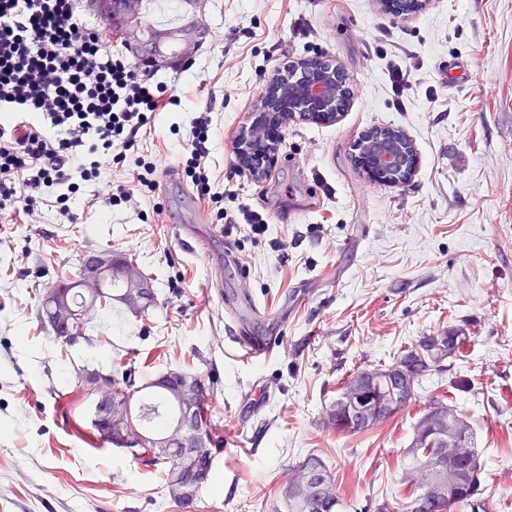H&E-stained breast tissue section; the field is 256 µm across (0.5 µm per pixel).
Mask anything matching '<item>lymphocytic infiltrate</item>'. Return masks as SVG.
<instances>
[{"mask_svg": "<svg viewBox=\"0 0 512 512\" xmlns=\"http://www.w3.org/2000/svg\"><path fill=\"white\" fill-rule=\"evenodd\" d=\"M180 104L174 84L113 51L108 25L88 23L78 0H0V224L15 207L32 215L49 201L60 219L75 221L70 201L84 182L107 187L112 202L156 192L173 169L155 156L137 158L134 188L112 184L109 174L157 113ZM212 137L207 113L193 117L173 171L220 224Z\"/></svg>", "mask_w": 512, "mask_h": 512, "instance_id": "lymphocytic-infiltrate-1", "label": "lymphocytic infiltrate"}]
</instances>
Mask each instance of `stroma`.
<instances>
[{
	"label": "stroma",
	"instance_id": "stroma-1",
	"mask_svg": "<svg viewBox=\"0 0 512 512\" xmlns=\"http://www.w3.org/2000/svg\"><path fill=\"white\" fill-rule=\"evenodd\" d=\"M199 14L219 43L204 42L179 82L182 110L158 114L112 178L131 184L150 153L177 165L193 113L208 109L224 210H264L268 230L212 223L171 174L138 205L95 199L74 224L45 205L0 231V512H176L161 470L94 436L84 376L127 358L145 377L181 370L214 384L224 451L196 512H270L287 466L310 454L335 474L346 512L403 502L401 456L437 394L473 430L491 512H512V0H429L406 17L379 0H202ZM315 57L342 65L349 105L331 124L285 122L276 165L254 179L238 136L279 68ZM396 66L412 72L400 96ZM383 127L413 141L408 183L370 180L354 164L355 141ZM186 224L206 229L207 252L184 246ZM111 251L154 276L160 309L110 313L90 341L59 345L37 318L40 297L84 253ZM245 295L265 314L243 324L280 339L265 362L228 337L225 301ZM449 330L467 341L417 401L355 435L323 427L354 369Z\"/></svg>",
	"mask_w": 512,
	"mask_h": 512
}]
</instances>
